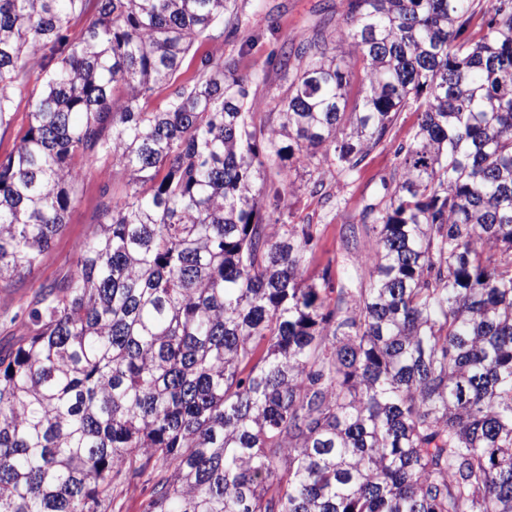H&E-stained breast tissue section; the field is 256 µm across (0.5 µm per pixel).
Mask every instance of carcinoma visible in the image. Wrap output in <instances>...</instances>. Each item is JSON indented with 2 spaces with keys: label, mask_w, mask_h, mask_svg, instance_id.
<instances>
[{
  "label": "carcinoma",
  "mask_w": 512,
  "mask_h": 512,
  "mask_svg": "<svg viewBox=\"0 0 512 512\" xmlns=\"http://www.w3.org/2000/svg\"><path fill=\"white\" fill-rule=\"evenodd\" d=\"M486 2L347 0L260 115L265 71L206 55L177 82L236 0H0V127L42 72L0 159V288L66 223L75 160L131 186L0 348V512H112L140 482L142 512H512V0ZM410 101L386 195L344 225L366 284L305 280L290 172L350 177ZM31 98L28 94H18L14 98L13 117L9 125L0 128V156L3 158L19 143L29 128V112H31Z\"/></svg>",
  "instance_id": "cac0c4a2"
}]
</instances>
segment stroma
Segmentation results:
<instances>
[{"mask_svg": "<svg viewBox=\"0 0 512 512\" xmlns=\"http://www.w3.org/2000/svg\"><path fill=\"white\" fill-rule=\"evenodd\" d=\"M237 6L241 16L239 28L225 34L223 47L209 42L195 44L181 65L179 81L191 82L199 78L201 57L218 50L239 74L250 75L268 69L271 56L297 36L316 30L335 34L345 17L343 0H237ZM416 122L414 105H407L390 133V144L371 151L350 179L340 177L336 168H324L323 179L327 189L337 196V206L322 205L319 197L311 193L304 170L292 172L293 192L284 201L283 208L292 222H311L317 226V244L309 256L305 276H318L328 266L334 277H349L350 287H358L366 280L363 262L343 247L342 229L344 225L358 222L363 207L382 197V179L393 168L395 146L409 141ZM76 167L80 175L73 185L74 202L67 222L56 235L42 264L25 278L22 287L0 289V346L12 343L13 333L20 329L13 317L21 312L39 286L70 271L75 243L92 228L103 185L102 164L80 161Z\"/></svg>", "mask_w": 512, "mask_h": 512, "instance_id": "1", "label": "stroma"}]
</instances>
